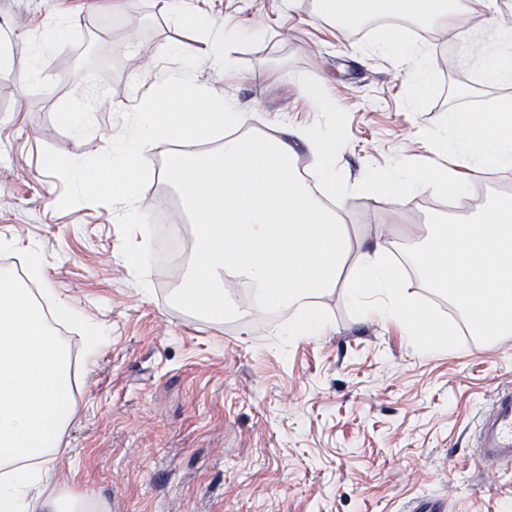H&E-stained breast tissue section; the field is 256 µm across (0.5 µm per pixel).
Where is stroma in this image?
I'll return each instance as SVG.
<instances>
[{
	"label": "stroma",
	"instance_id": "35a3bbf8",
	"mask_svg": "<svg viewBox=\"0 0 512 512\" xmlns=\"http://www.w3.org/2000/svg\"><path fill=\"white\" fill-rule=\"evenodd\" d=\"M112 2L0 0V51L29 62L41 37L52 58L25 88L0 71V235L14 241L15 257L40 251L56 290L48 307L77 305L109 331L91 361L79 335L65 339L82 381L41 495L65 490L102 512H410L422 500L440 512H512V458L472 461L493 398L512 391V335H466L447 296L411 269L417 299L463 333L452 353L418 356L397 326L358 319L341 287L315 299L330 323L323 336H280L291 312L252 310L245 288L229 291L238 316L210 321L175 299L195 252L183 204L159 176L175 144L151 147L138 190L184 247L163 264L147 257L142 271L125 263L139 225L118 219L110 197L80 199L63 171L47 167L50 158L93 163L106 137L126 135L135 99L151 93L159 68L175 64L160 47L189 36L167 12H122ZM315 2L184 0L216 26L262 40L235 43L230 70L204 63L194 79L246 116L247 133L336 128L345 146L336 167L350 189L336 206L351 238H388L406 256L409 228L470 219L478 206L451 212L427 193L374 201L359 188L400 162L436 160L429 134L448 131L452 113L444 90L472 113L512 96V85L489 87L476 75L479 49L512 15V0H494L477 48L462 50L457 18L431 27L421 47L435 68L422 94L411 62L379 47L389 33L408 42L412 32L384 25L356 37L353 22L314 19ZM59 27L65 39L47 42ZM82 71L101 79L82 85ZM311 89L335 111L310 99ZM77 102L94 115L83 134L58 120Z\"/></svg>",
	"mask_w": 512,
	"mask_h": 512
}]
</instances>
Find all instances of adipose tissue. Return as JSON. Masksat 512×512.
<instances>
[{"label":"adipose tissue","instance_id":"ef3b65f1","mask_svg":"<svg viewBox=\"0 0 512 512\" xmlns=\"http://www.w3.org/2000/svg\"><path fill=\"white\" fill-rule=\"evenodd\" d=\"M488 0H320L319 12L344 19L404 15L433 24L461 14L460 33L468 43L482 30ZM174 23L191 39L162 46V56L179 65L154 75V91L138 100L135 131L107 138L94 167L74 161L59 167L78 197L107 195L118 216L146 223L149 210L135 186L147 147L178 144L162 178L182 197L194 225L197 251L180 300L210 320L236 315L228 289L246 288L256 309L295 310L285 331L291 339L326 334L330 325L313 304L338 281L362 319L398 326L418 353L452 352L456 333L419 305L391 245L353 252L339 212L322 195L341 196L346 184L336 172L342 143L336 131L295 130L319 160L322 195H315L294 166V142L274 136L240 134L216 141L224 127L240 129L245 117L192 79L201 63L230 65L237 28H218L210 17L189 9L173 11ZM489 86L512 81V20L501 19L498 45L481 65ZM456 133L440 143L448 161L427 167L401 165L361 187L372 198L415 192L438 197L462 194L468 180L512 168V99L477 117L457 113ZM411 253L422 280L447 294L467 322L471 336L512 334V197H495L477 219L438 221L410 229ZM354 265H347V258ZM68 352L47 328L41 310L9 276L0 277V512H92L91 500L67 496L38 499L48 466L55 459L75 407L68 382Z\"/></svg>","mask_w":512,"mask_h":512}]
</instances>
